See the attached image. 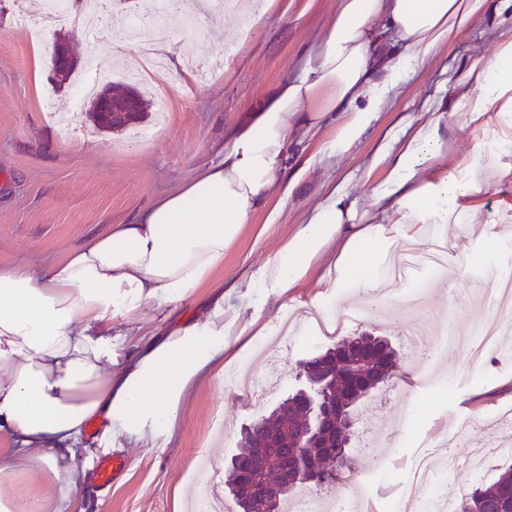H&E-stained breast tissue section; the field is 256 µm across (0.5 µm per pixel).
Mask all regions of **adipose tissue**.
<instances>
[{
	"label": "adipose tissue",
	"instance_id": "obj_1",
	"mask_svg": "<svg viewBox=\"0 0 512 512\" xmlns=\"http://www.w3.org/2000/svg\"><path fill=\"white\" fill-rule=\"evenodd\" d=\"M485 0H339L336 15L301 72L282 83L238 126L222 159L157 198L125 224H114L38 268L0 265V512H84L86 471L77 443L101 422L107 442L173 428L185 392L248 325L224 318L216 303L204 320L164 335L121 371L112 327L136 322L156 300L178 304L212 281L224 254L259 209L268 223L296 180L288 176V138L312 140L328 116L340 121L330 142L348 153L436 46L473 24ZM494 64L472 68L482 91L467 121L512 114V30L497 38ZM447 145L441 121L414 128L399 147L378 200L400 216L392 231L365 223L355 203L316 204L265 263L259 285L278 295L297 287L328 247L333 283L376 298L377 272L395 241L416 242L419 224H446L466 209L476 185L421 180ZM34 465L51 492L14 490L18 463Z\"/></svg>",
	"mask_w": 512,
	"mask_h": 512
}]
</instances>
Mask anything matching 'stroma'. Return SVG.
<instances>
[{
	"label": "stroma",
	"mask_w": 512,
	"mask_h": 512,
	"mask_svg": "<svg viewBox=\"0 0 512 512\" xmlns=\"http://www.w3.org/2000/svg\"><path fill=\"white\" fill-rule=\"evenodd\" d=\"M337 5L338 0H278L263 21L246 31L228 17L189 29L173 25L175 53L187 50L206 63L226 47L230 54L223 66L202 79L182 75L178 83L169 77L181 74V67L171 66L169 76L151 80L152 93L166 100L165 124L156 126L150 116L134 127L106 132L90 121L88 101H77L72 88L55 89L47 76H35V42L19 19L21 0H0V265L38 266L60 260L89 237L127 223L153 200L217 162L232 131L299 73ZM130 10L126 0H110L101 21L107 38L92 51L87 48L91 28L66 26L61 31L70 39L79 70H86L87 55H94L98 87L125 88L129 73L140 66L136 45L125 40L122 28ZM511 29L512 0H486L473 27L432 50L428 63L410 76L350 152L328 154L334 134L329 124L315 140L294 145L291 158L305 169L299 187L276 224H268L266 211L252 216L225 253L213 284L176 306L150 303L139 322L113 328L112 343L119 359H126L160 333L203 319L218 282L224 286L225 317L252 322L254 333L231 337L232 347L240 351L238 360L225 365L223 373L204 376L184 396L178 422L159 447L128 443L120 448L124 466L110 488H100L95 468L108 453L102 427H88L81 441L90 463L86 512H176L175 491L188 499L196 490L201 455L212 454L217 468L226 469L243 428L304 388V380L297 377L299 362L334 347L335 341L306 326L281 335L287 312L320 304L345 316L365 306L364 297L322 282L323 271L336 256L331 248L287 297L248 287L247 282L325 193L357 201L368 211L370 223L388 228L396 224L398 214L382 210L373 196L389 175V147L407 125H418L436 113L442 116L448 149L430 159L427 175L473 177L481 190L470 196V211L442 230L454 246V265L436 271L415 267L409 283H392L385 311L348 325L346 337L381 336L396 353L393 376L358 409L362 436L372 437L378 449L389 450V462L378 468L376 457L350 441L341 476L320 491L344 499L352 496L357 478L368 476V504L374 512H390L391 503L404 493L414 456L423 444L438 440L447 445L439 472L451 474L461 493L496 478L503 460L490 461L479 476L453 464L472 452L478 429H492L499 412L512 410V339L502 338L495 354L466 372L456 352L427 359L407 342L411 311L405 293L411 284L421 288L428 331L449 327L459 332L467 328L472 313L492 309L496 274L512 270V116L490 117L485 132L478 134L464 120L466 110L481 97L469 82L470 70L493 64L496 33ZM272 362L281 370L282 386L249 405L231 373L244 365L259 374Z\"/></svg>",
	"instance_id": "1"
}]
</instances>
